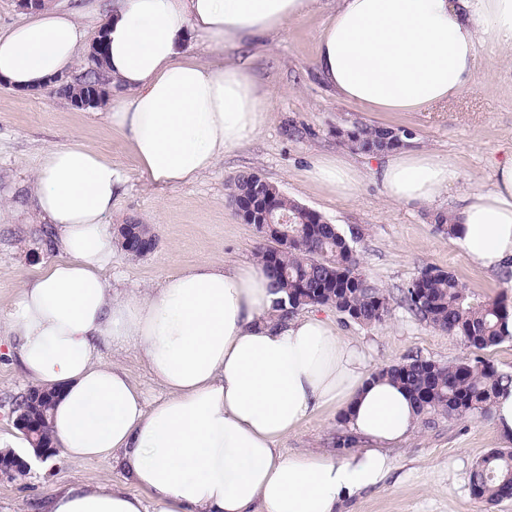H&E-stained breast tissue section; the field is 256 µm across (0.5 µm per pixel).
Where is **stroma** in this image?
<instances>
[{"label": "stroma", "instance_id": "35a3bbf8", "mask_svg": "<svg viewBox=\"0 0 512 512\" xmlns=\"http://www.w3.org/2000/svg\"><path fill=\"white\" fill-rule=\"evenodd\" d=\"M53 3L59 11L76 12L89 44L111 14L113 0ZM335 6V0H323L318 12L303 15L285 30L258 38L244 49L267 92L262 130L190 185L149 183L124 138L92 108H75L50 87L23 92L1 83L0 201L10 210L0 219V307H9L23 280L57 258L46 244V223L35 209L29 183L44 153L76 136L111 158L125 174L112 203V223L146 224L155 236L153 251L141 257L114 249L112 272L127 287L156 286L202 258L253 261L259 238L252 225L236 216L227 200V185L238 174L257 172L327 222L358 231L359 269L380 288L407 285L423 269L434 267L454 274L479 298L503 295L512 301V272L473 266L434 224L436 213L447 212L457 195L489 185L495 162L512 148V59L480 48L476 88L436 111L369 112L337 98L314 69L317 39ZM356 122L408 131V148L448 156L461 171L453 195L435 208L389 202L371 176L374 157L359 152L349 153L365 173L357 196L338 200L322 193L307 181L305 172L314 158L347 153L335 130ZM317 313L335 323L340 336L362 345L374 369L418 353L444 363L479 357L512 374V339L477 352L399 308L371 327L355 324L331 307L318 308ZM27 385L18 359L0 355L1 432H13L9 399L25 392ZM345 432L339 415L323 410L289 435L283 447L291 453L333 450ZM505 444L491 419L478 413L418 424L401 445L389 449L391 470L384 481L346 499L340 512H512V500L488 509L474 499L469 487L473 465ZM75 481L96 488L123 483L124 476L111 459L74 464L59 452L35 460L23 478L0 480V512H44L53 489Z\"/></svg>", "mask_w": 512, "mask_h": 512}]
</instances>
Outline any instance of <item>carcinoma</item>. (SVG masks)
Returning a JSON list of instances; mask_svg holds the SVG:
<instances>
[{
  "mask_svg": "<svg viewBox=\"0 0 512 512\" xmlns=\"http://www.w3.org/2000/svg\"><path fill=\"white\" fill-rule=\"evenodd\" d=\"M96 80L97 74L91 70L80 81L64 85L59 93L68 98L78 96ZM389 132V127L354 124L336 129V138L353 151L374 154L403 145L400 137L385 138ZM252 176L251 172L242 173L228 184L230 204L237 205ZM265 185L271 194L270 206L276 214L289 218L280 225V237L260 244L257 250L259 264L272 273L276 290L284 294L276 304L278 316L290 317L310 306H328L361 326L383 323L393 297L359 273V258L346 236L276 185L268 181ZM117 229L120 237L145 243L148 252L155 246L146 224H120ZM400 293V306L476 350L512 338L504 329L512 317V305L498 298H475L449 272L425 268ZM380 374L413 396L423 419L435 415L462 418L475 411L486 415L500 384L512 382V374L479 358L444 364L412 357L382 368ZM470 491L488 509L512 498V448L495 449L474 464Z\"/></svg>",
  "mask_w": 512,
  "mask_h": 512,
  "instance_id": "carcinoma-1",
  "label": "carcinoma"
}]
</instances>
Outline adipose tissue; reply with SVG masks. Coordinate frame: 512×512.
I'll return each mask as SVG.
<instances>
[{
    "label": "adipose tissue",
    "mask_w": 512,
    "mask_h": 512,
    "mask_svg": "<svg viewBox=\"0 0 512 512\" xmlns=\"http://www.w3.org/2000/svg\"><path fill=\"white\" fill-rule=\"evenodd\" d=\"M319 3L115 0L104 69L118 91L104 119L140 170L158 184L194 183L262 129L266 93L249 65L201 61L182 50L187 37L235 50ZM81 42L72 15L42 5L0 29V79L41 90L74 68ZM483 46L512 58V0H339L315 65L345 102L424 112L474 88ZM378 160L379 191L396 204L438 205L460 180L431 150ZM306 177L344 200L364 179L338 155L314 161ZM122 180L111 158L80 140L45 152L31 193L58 259L0 311V337H13L25 376L58 393L57 447L73 461L113 458L130 482L65 484L47 512H338L344 498L382 481L388 448L419 421L409 393L370 370L364 348L327 319H270L279 295L260 265L201 259L158 288L118 290L108 218ZM450 218L472 265L512 268V152ZM129 347L160 397L147 400L113 361ZM325 409L346 416L359 449L284 453L288 435Z\"/></svg>",
    "instance_id": "adipose-tissue-1"
}]
</instances>
